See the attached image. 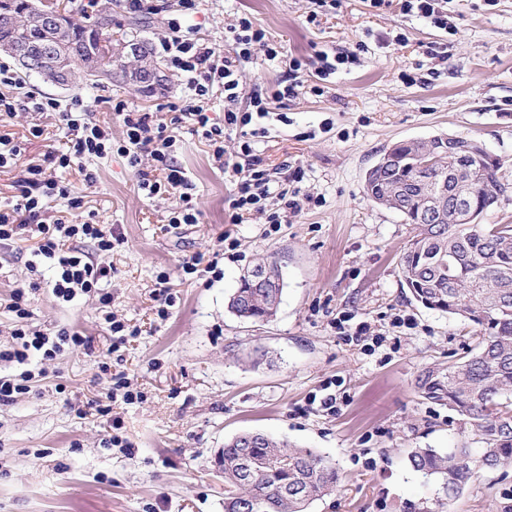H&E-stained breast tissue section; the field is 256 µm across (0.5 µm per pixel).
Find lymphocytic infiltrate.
<instances>
[{"label": "lymphocytic infiltrate", "instance_id": "lymphocytic-infiltrate-1", "mask_svg": "<svg viewBox=\"0 0 512 512\" xmlns=\"http://www.w3.org/2000/svg\"><path fill=\"white\" fill-rule=\"evenodd\" d=\"M199 5L200 0H177L178 15L168 20L160 42L169 69L185 81L187 95L177 103L158 104V111L170 113L171 119L167 122L154 120L152 113L126 100H113L112 109L123 127V138L117 144L112 141L109 125L93 121L91 106L82 95L61 100L23 90L14 72L0 66V118L14 116L20 110L54 112L66 128L65 146L51 149L38 163L23 161L20 145L11 137L0 135V169L13 166L21 169V176L15 183L19 192L17 203L0 205V243L13 242L30 233L37 235L39 243L33 255L50 261L52 293L62 301L69 302L78 295L101 290L111 276L110 267L81 252L80 244L90 242L98 250L109 251L121 238L114 234L111 225L100 223L94 216L81 215L82 199L71 196L68 187L58 180L57 170L81 167L86 161L101 159L112 150H119L134 169L139 189L151 197L165 193L175 195L168 223H198L200 211L191 193L192 185L171 159L175 132L185 127L202 135L213 149L215 162L219 167L232 170L236 178V191L229 201L232 223H243L246 215L256 212L264 214L267 224H284L306 204L298 192L276 187L269 168L255 152L254 141L266 134L263 121L269 115V103L284 107L298 96L302 71L313 70L317 82L311 91L314 95H323L332 75L358 62L366 49L365 43L356 42L331 57L317 53L312 61L291 58L282 80L247 93L240 75L244 64L258 55L270 61L278 58L277 44L250 18L241 17L235 24L226 26L224 38L230 50L220 53L212 42L200 35L197 26L185 22L186 17L197 13ZM219 95L224 98V120L220 123L210 115V103ZM244 98L249 104L243 108L239 102ZM244 128L249 131V139L239 141L235 158H227L226 136ZM54 199L65 201L68 217L50 215L49 204ZM13 298L12 309L18 318L13 330L16 343L0 349V361L15 363L20 371L15 375H0V404L3 405L29 392L34 378L30 368L33 355L50 359L64 349L89 344L88 337L65 327L51 337L31 330L26 324L28 311L23 305V289H15Z\"/></svg>", "mask_w": 512, "mask_h": 512}]
</instances>
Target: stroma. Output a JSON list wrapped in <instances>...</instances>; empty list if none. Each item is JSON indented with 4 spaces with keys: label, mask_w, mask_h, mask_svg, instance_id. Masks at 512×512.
<instances>
[{
    "label": "stroma",
    "mask_w": 512,
    "mask_h": 512,
    "mask_svg": "<svg viewBox=\"0 0 512 512\" xmlns=\"http://www.w3.org/2000/svg\"><path fill=\"white\" fill-rule=\"evenodd\" d=\"M310 9L309 0H203L193 22L220 44L225 25L245 14L280 45L278 60L244 65L247 89L274 85L289 58L365 42L358 65L333 75L323 96L299 94L287 122L267 119L257 143L267 166L303 169L294 188L318 205L274 232L260 215L230 223L233 174L217 167L204 140L183 133L173 158L193 186L198 223L167 228L170 200L138 191L119 153L64 175L85 210L124 239L98 256L112 267L109 304L95 293L58 301L29 270L31 241L0 244V348L13 343L16 317L7 305L17 288L30 327L50 335L73 328L91 339L89 348L33 362L30 392L0 405V512H224L217 455L243 431L313 449L336 465L339 489L310 512H417L436 498L435 484L407 454L452 448L464 435L458 415L422 397L417 383L426 368H447L474 346V329L422 307L402 286L398 259L413 227L370 201L364 178L394 142L451 134L481 142L498 157L502 182L512 184V0H450L452 34L367 0H340L316 25L307 21ZM400 33L405 45H381L380 36ZM440 43L447 60L429 58L428 47ZM415 62L422 68L409 87L400 73ZM1 64L15 67L26 89L83 95L116 140L122 124L113 97L151 110L185 94L174 75L146 97L130 83L61 89L2 53ZM35 123L56 129L49 112L20 110L0 121V134L21 142L28 161L49 148L29 135ZM229 238L238 243L234 259ZM193 258L196 272L184 274ZM270 258L285 281L276 316L263 323L234 316L227 302L240 273ZM162 273L174 298L163 319ZM109 313L138 336L118 343ZM119 374L134 403H109ZM327 398L334 411L323 408ZM115 433L123 447L110 445ZM448 512H512V467L482 474Z\"/></svg>",
    "instance_id": "stroma-1"
}]
</instances>
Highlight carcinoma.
I'll return each instance as SVG.
<instances>
[{"label": "carcinoma", "mask_w": 512, "mask_h": 512, "mask_svg": "<svg viewBox=\"0 0 512 512\" xmlns=\"http://www.w3.org/2000/svg\"><path fill=\"white\" fill-rule=\"evenodd\" d=\"M11 12L22 17L41 11L34 0H10ZM112 0L86 26L69 23L54 32L65 46L70 65L97 58L99 79L126 82L114 70ZM48 34L0 19V46L30 45L32 72L55 81L54 69L41 63ZM394 159L386 179L365 180L368 199L380 204L401 185L403 192L389 209L414 226V235L399 257L402 285L429 310L462 317L479 329L476 345L448 364L441 374L427 368L418 381L425 397L448 403L460 417L467 438L449 451L413 448L410 466L437 484L441 500L450 503L480 473L512 466V224H481L479 218L509 191L496 167L484 165L470 177L474 215L465 224H434L423 209V195L448 192V167L428 166L408 144H393ZM262 264L240 275L228 300L237 317L267 321L278 310L284 292L279 266L256 286L253 276ZM224 512H309L313 501L336 492L340 475L327 457L291 447L266 433L244 431L224 441Z\"/></svg>", "instance_id": "obj_1"}]
</instances>
